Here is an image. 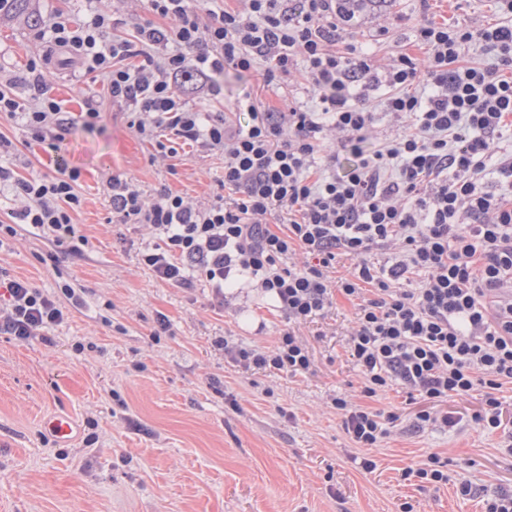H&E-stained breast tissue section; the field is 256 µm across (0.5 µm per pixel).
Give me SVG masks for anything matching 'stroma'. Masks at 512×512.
<instances>
[{
	"label": "stroma",
	"mask_w": 512,
	"mask_h": 512,
	"mask_svg": "<svg viewBox=\"0 0 512 512\" xmlns=\"http://www.w3.org/2000/svg\"><path fill=\"white\" fill-rule=\"evenodd\" d=\"M30 7L43 20L60 14L75 25L93 10L130 22L146 16L138 0ZM421 19L481 28L505 16L496 0H361L339 28L377 58L416 57ZM36 33L25 18L0 15V75L16 77L21 101L30 96L27 64L43 51ZM262 73L216 75L215 108L233 111L246 92L272 108L296 97L311 102L295 81L264 88ZM45 78L65 111L80 113L91 99L100 117L91 130L75 125L56 154L0 119L17 175H55L62 156L79 169L83 198L72 215L79 255L48 262L52 243L23 229L0 243V276L28 281L65 313L61 325L25 342L0 331V512H401L406 502L414 512H483V494L512 489V390L502 392L504 430L472 422L477 391L441 404L458 426L415 428L422 403L401 386L363 395L346 350L357 307L344 296L297 329L313 355L307 372L247 371L225 357L216 345L224 336L274 350L285 316L241 282L225 288L221 306L211 289L158 281L137 260L145 229L115 225L107 196L108 178L122 173L146 194L166 187L207 202L221 191L222 159L182 144L175 160L152 159V145L129 126L102 77L55 66ZM69 287L79 304L66 296ZM161 314L170 321L163 334ZM336 396L395 413L397 425L378 447H354L331 404ZM57 414L74 420L72 442L45 431L44 420ZM432 454L446 464L448 484L403 479ZM366 458L374 470L362 467ZM460 475L480 495H461Z\"/></svg>",
	"instance_id": "35a3bbf8"
}]
</instances>
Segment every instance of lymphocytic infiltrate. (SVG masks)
<instances>
[{
  "mask_svg": "<svg viewBox=\"0 0 512 512\" xmlns=\"http://www.w3.org/2000/svg\"><path fill=\"white\" fill-rule=\"evenodd\" d=\"M149 20L132 36L120 19L96 12L84 24L55 16L38 32L47 50L28 66L29 104L0 88V113L57 150L75 122L94 127L88 107L73 117L51 94L44 71L62 62L106 81L129 124L158 154L164 142L224 159L225 189L236 197L192 204L168 189L145 202L137 182L108 180L112 215L149 229L140 261L156 279L178 288L246 278L295 325L325 315L335 294L357 301L346 340L366 397L404 385L428 407L418 426L454 420L432 407L451 397L482 394L473 416L487 431L503 426L498 397L512 384V198L490 190L489 177L512 179V152L497 144L512 130V23L474 29L423 22L414 30L418 59L400 53L379 65L370 52L340 38L334 0H141ZM494 52L485 67L466 63L474 43ZM263 65L276 87L302 72L314 104L265 109L243 96L233 112L210 107L214 75ZM387 88L383 111L396 128L371 151L360 145L375 114L366 102ZM339 138L326 145L328 131ZM77 170L58 163L52 177L23 178L0 165V187L21 198L0 232L24 225L55 250L74 239L72 214L82 205ZM285 230H270V219ZM374 251L385 263L368 261ZM357 261L348 277H333L339 256ZM60 304L21 279L0 281V331L26 341L62 323ZM293 329L274 354L221 339L244 368L291 375L309 370L307 345ZM344 429L359 448H374L397 420L336 397Z\"/></svg>",
  "mask_w": 512,
  "mask_h": 512,
  "instance_id": "obj_1",
  "label": "lymphocytic infiltrate"
}]
</instances>
